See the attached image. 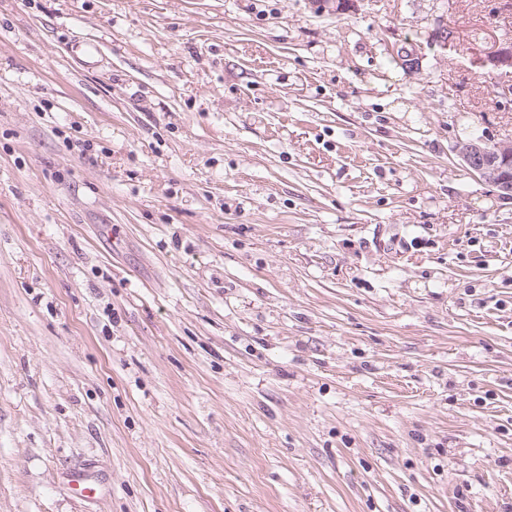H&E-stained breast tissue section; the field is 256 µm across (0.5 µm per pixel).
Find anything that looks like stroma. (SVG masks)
<instances>
[{
  "label": "stroma",
  "instance_id": "stroma-1",
  "mask_svg": "<svg viewBox=\"0 0 512 512\" xmlns=\"http://www.w3.org/2000/svg\"><path fill=\"white\" fill-rule=\"evenodd\" d=\"M510 39L0 0V512H512V200L455 151L512 135ZM485 67H490L495 70L511 74L512 68V45L498 44V46L491 52L487 53L481 60Z\"/></svg>",
  "mask_w": 512,
  "mask_h": 512
}]
</instances>
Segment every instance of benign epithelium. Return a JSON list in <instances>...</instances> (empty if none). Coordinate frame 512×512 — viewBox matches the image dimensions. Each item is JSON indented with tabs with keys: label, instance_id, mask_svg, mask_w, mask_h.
Masks as SVG:
<instances>
[{
	"label": "benign epithelium",
	"instance_id": "benign-epithelium-1",
	"mask_svg": "<svg viewBox=\"0 0 512 512\" xmlns=\"http://www.w3.org/2000/svg\"><path fill=\"white\" fill-rule=\"evenodd\" d=\"M485 67L504 73L512 71V45L501 44L481 60ZM455 149L471 172L491 186L503 200L512 199V136L490 145L481 138H464Z\"/></svg>",
	"mask_w": 512,
	"mask_h": 512
}]
</instances>
